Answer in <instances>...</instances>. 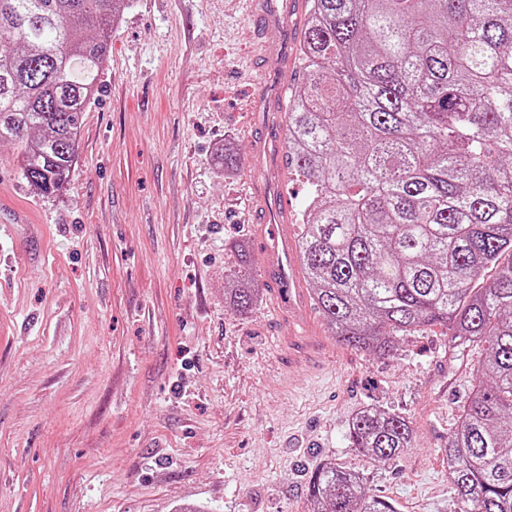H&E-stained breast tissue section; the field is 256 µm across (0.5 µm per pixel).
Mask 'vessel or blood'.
Returning <instances> with one entry per match:
<instances>
[{
	"instance_id": "vessel-or-blood-1",
	"label": "vessel or blood",
	"mask_w": 512,
	"mask_h": 512,
	"mask_svg": "<svg viewBox=\"0 0 512 512\" xmlns=\"http://www.w3.org/2000/svg\"><path fill=\"white\" fill-rule=\"evenodd\" d=\"M256 27L292 31L299 27L306 0H249ZM292 61L288 54L264 58L257 69L259 91L252 103L258 131L252 137L251 165L260 176L253 187L252 204L259 214L254 238L260 246V272L274 306L290 334L282 342L288 367L299 371L317 365L323 333L311 315V298L300 265L297 228L292 222L286 193L285 93Z\"/></svg>"
}]
</instances>
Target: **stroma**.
I'll list each match as a JSON object with an SVG mask.
<instances>
[{"label": "stroma", "instance_id": "stroma-1", "mask_svg": "<svg viewBox=\"0 0 512 512\" xmlns=\"http://www.w3.org/2000/svg\"><path fill=\"white\" fill-rule=\"evenodd\" d=\"M245 4L129 0L61 192L0 145V512H309L325 461L397 512H460L444 448L482 346L438 324L381 357L329 333L324 370L291 374L259 255L255 306L224 300L253 242L251 68L282 46ZM366 408L408 418L412 447L351 448Z\"/></svg>", "mask_w": 512, "mask_h": 512}]
</instances>
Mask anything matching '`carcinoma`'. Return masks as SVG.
<instances>
[{
	"label": "carcinoma",
	"instance_id": "cac0c4a2",
	"mask_svg": "<svg viewBox=\"0 0 512 512\" xmlns=\"http://www.w3.org/2000/svg\"><path fill=\"white\" fill-rule=\"evenodd\" d=\"M124 2L0 0V143L22 144L41 195L69 180ZM300 55L288 175L306 189L298 248L319 313L380 356L435 324L487 344L444 453L461 512H512V264L472 287L512 252V0H310ZM239 259L224 298L245 312L258 289ZM349 439L385 462L413 429L361 410ZM309 497L312 512H395L333 463Z\"/></svg>",
	"mask_w": 512,
	"mask_h": 512
}]
</instances>
